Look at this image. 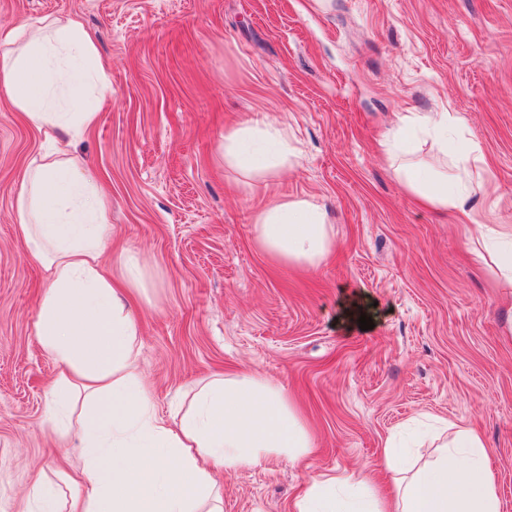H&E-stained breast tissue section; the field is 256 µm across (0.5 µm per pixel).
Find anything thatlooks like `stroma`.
Here are the masks:
<instances>
[{
	"label": "stroma",
	"instance_id": "1",
	"mask_svg": "<svg viewBox=\"0 0 512 512\" xmlns=\"http://www.w3.org/2000/svg\"><path fill=\"white\" fill-rule=\"evenodd\" d=\"M75 18L109 87L70 148L105 200L107 266L136 254V371L156 410L200 380L254 371L282 386L314 447L219 475L224 512H292L310 476L375 465L432 415L485 439L512 512V290L466 246L464 219L423 207L383 148L400 112H453L490 190L476 223L512 225V0H0V33ZM286 127L299 163L275 180L224 164V133ZM46 130L0 100V512L82 459L46 400L59 366L33 322L47 287L13 220ZM280 197L322 205L336 246L305 271L270 260L254 218ZM372 318H345L350 296Z\"/></svg>",
	"mask_w": 512,
	"mask_h": 512
}]
</instances>
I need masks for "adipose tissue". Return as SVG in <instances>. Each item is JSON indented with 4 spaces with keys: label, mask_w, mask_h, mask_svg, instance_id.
<instances>
[{
    "label": "adipose tissue",
    "mask_w": 512,
    "mask_h": 512,
    "mask_svg": "<svg viewBox=\"0 0 512 512\" xmlns=\"http://www.w3.org/2000/svg\"><path fill=\"white\" fill-rule=\"evenodd\" d=\"M96 48L81 25L53 20L0 38V96L35 127L58 138L24 173L14 220L30 255L50 273L34 329L40 348L63 370L49 390L52 421L61 435L78 433V473H57L30 495L26 512H223L216 472L237 471L275 455L296 462L314 443L290 395L255 373L214 377L184 396L183 405L156 411L135 371L140 336L131 301L151 302L146 269L125 259L119 272L103 261L108 226L96 185L68 155L96 120L94 111L68 112L65 98L92 85L106 92L101 73L62 76L73 60ZM459 123L449 112H404L386 149L404 188L438 210L466 212L483 179L448 181L433 165L409 163L412 140L448 147ZM295 156L288 131L246 122L225 132L224 164L250 176L272 177ZM489 227L471 224L466 243L475 259L512 288V226L498 230L502 248L487 244ZM258 248L290 266L317 269L334 247L324 209L308 200L279 199L254 220ZM432 451L411 464L387 441L381 465L391 477L384 495L370 469L311 477L294 512H500L496 477L482 438L439 419L427 429Z\"/></svg>",
    "instance_id": "ef3b65f1"
}]
</instances>
